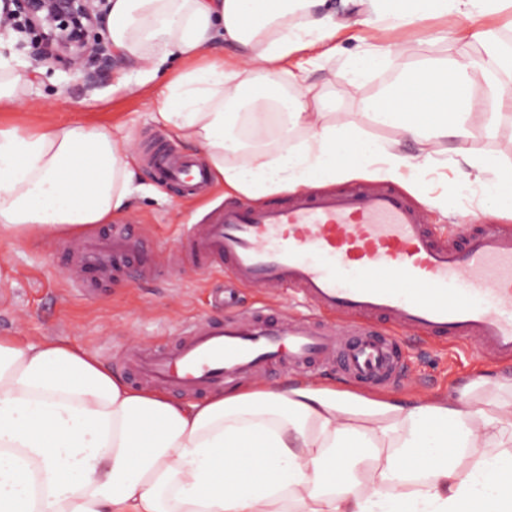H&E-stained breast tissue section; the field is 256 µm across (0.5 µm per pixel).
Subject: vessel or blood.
I'll list each match as a JSON object with an SVG mask.
<instances>
[{
    "label": "vessel or blood",
    "mask_w": 512,
    "mask_h": 512,
    "mask_svg": "<svg viewBox=\"0 0 512 512\" xmlns=\"http://www.w3.org/2000/svg\"><path fill=\"white\" fill-rule=\"evenodd\" d=\"M187 196L208 194L197 157L160 144L144 157ZM202 269L249 288L294 290L304 312L258 307L220 321L187 323L169 348L134 359L147 382L188 393L281 364H334L375 385L397 382L401 333L474 347L512 360V226L468 224L444 236L394 186L300 190L274 203L228 202L178 234ZM134 229L81 237L74 256L84 285L130 264Z\"/></svg>",
    "instance_id": "vessel-or-blood-1"
}]
</instances>
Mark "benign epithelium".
<instances>
[{
  "label": "benign epithelium",
  "instance_id": "obj_1",
  "mask_svg": "<svg viewBox=\"0 0 512 512\" xmlns=\"http://www.w3.org/2000/svg\"><path fill=\"white\" fill-rule=\"evenodd\" d=\"M0 28L19 17L32 26L29 44L34 61L51 59L82 74L93 89L112 74V41L107 28L108 0H0Z\"/></svg>",
  "mask_w": 512,
  "mask_h": 512
}]
</instances>
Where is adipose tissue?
I'll use <instances>...</instances> for the list:
<instances>
[{
	"label": "adipose tissue",
	"instance_id": "obj_1",
	"mask_svg": "<svg viewBox=\"0 0 512 512\" xmlns=\"http://www.w3.org/2000/svg\"><path fill=\"white\" fill-rule=\"evenodd\" d=\"M112 0L113 45L158 73H181L155 114L194 145L213 183L255 199L356 177L426 172L448 135L462 185L512 209V165L472 154L474 73L502 66L422 61L363 100L397 132L383 145L311 101L290 56L354 25L411 26L431 15L473 20L506 0ZM232 63L209 61L216 42ZM280 110L275 132L251 113ZM418 151H401L403 142ZM133 140L77 124L0 130V237H74L109 223L132 194ZM465 385L444 401L376 402L302 379L174 401L129 386L81 348L0 338V512H512V379Z\"/></svg>",
	"mask_w": 512,
	"mask_h": 512
}]
</instances>
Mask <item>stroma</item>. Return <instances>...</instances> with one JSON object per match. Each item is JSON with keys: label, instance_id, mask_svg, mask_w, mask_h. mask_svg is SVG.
I'll list each match as a JSON object with an SVG mask.
<instances>
[{"label": "stroma", "instance_id": "35a3bbf8", "mask_svg": "<svg viewBox=\"0 0 512 512\" xmlns=\"http://www.w3.org/2000/svg\"><path fill=\"white\" fill-rule=\"evenodd\" d=\"M20 39L12 29L0 30V55L9 58L21 77L17 104L0 110V128L36 132L75 124L122 127L135 142L136 153L130 158L135 180L130 207L115 221L136 225L143 235L140 263L88 292L76 286L79 276L66 240L35 236L16 243L0 239V254L6 258L0 264V336L23 343L52 336L79 345L129 385H138L132 368L119 361L126 350L173 343L189 320L223 319L215 291L228 286L229 278L190 265L177 248L175 234L182 225L236 199L237 194L215 190L203 200L184 198L177 188L161 185L141 159V151L161 134L179 152L195 151L173 130L155 122V102L130 95L119 86L122 78L132 83L142 80L141 62L117 54L110 77L88 90L80 72L34 64ZM336 44L335 53L311 65L309 81L321 95L325 111L334 113L336 120L355 121L364 136L382 143L395 139L396 132L361 115L363 99L383 89L391 75L408 69L413 61L484 53L483 44L471 38L465 23L450 16H433L413 27L383 31L353 26ZM375 44H409L415 54L391 56L384 69L359 85H350L349 55ZM468 145L475 154L512 164V107H502L493 130L476 133ZM456 178V167L451 164L437 168L422 182L405 175L398 186L425 206L430 224L441 234H458L462 225L473 220L512 225V211L483 205L479 197L462 191ZM432 198L440 199L441 207L429 206ZM403 357L404 380L387 390L341 379L332 371L322 372L319 379L370 400L407 406L424 397L447 396L480 377H512V361L483 363L463 346L431 341L411 344L405 346Z\"/></svg>", "mask_w": 512, "mask_h": 512}]
</instances>
